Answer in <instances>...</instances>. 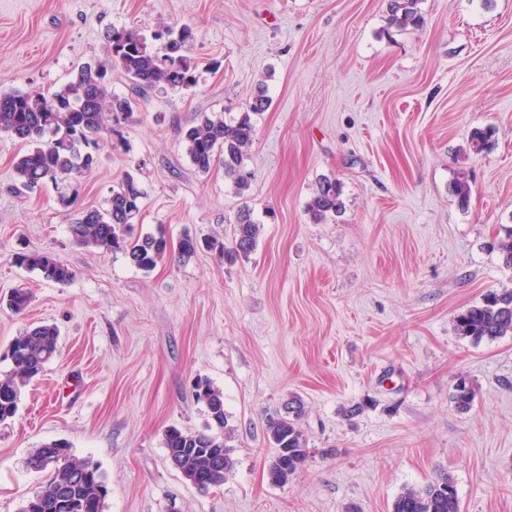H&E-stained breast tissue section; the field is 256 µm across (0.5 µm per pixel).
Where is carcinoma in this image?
<instances>
[{
  "label": "carcinoma",
  "instance_id": "1",
  "mask_svg": "<svg viewBox=\"0 0 512 512\" xmlns=\"http://www.w3.org/2000/svg\"><path fill=\"white\" fill-rule=\"evenodd\" d=\"M418 0H391L390 24L399 29L421 23ZM193 39L190 27L166 26L147 36L137 28L112 27L107 31V54L104 61L85 62L73 77L51 93L11 89L0 92V134L19 139L30 149L13 164L15 182L21 190L31 191L42 184L63 185L61 205L74 207L79 199L78 177L96 164L103 135L122 141V128L132 119L135 108L155 90L179 91L197 83L196 66L185 54ZM127 82L128 94L112 93V72ZM269 100L259 91L249 111L233 122L217 113L200 114L198 124L182 131L186 155L200 173H207L220 162L239 192L249 188L251 173L244 170L243 159L251 145L255 128L251 115L263 112ZM490 135L474 129L468 139L469 150L484 152ZM341 184L329 177L319 180L307 205L314 224H321L342 213L344 202ZM144 193L135 177L128 173L112 187L107 207H84L69 224L75 242L101 252H121L130 264L144 273L156 269L169 254L171 244L163 231L134 234L143 205ZM260 225L250 210L236 217L231 255L248 257L257 247ZM226 253L224 242L198 240L185 234L179 241V257L188 259L200 247ZM16 262L59 284L70 282L75 272L40 252L19 253ZM31 301L30 292L16 289L8 299L9 308L21 313ZM457 336L472 341L512 335V292L487 294L481 303L472 305L453 318ZM59 333L52 324L38 325L11 342L8 353L11 369L0 375V424L12 420L18 411L21 389L39 376L58 351ZM196 401L206 409L208 422L204 431L168 427L163 434L167 457L174 459L176 470L192 485L203 489L220 486L233 467L231 449L222 429L227 425L223 392L207 382L194 386ZM460 411L471 408L474 390L461 380L451 396ZM301 401L294 398L265 420L269 447L275 449L268 466L273 484H285L308 460L306 439L298 420ZM27 467L48 472L46 484L28 498L21 512H103L107 495L105 478L99 468L86 460L71 457L69 444L51 441L35 449ZM392 512H461L459 497L451 476L443 474L420 487H406L395 498Z\"/></svg>",
  "mask_w": 512,
  "mask_h": 512
}]
</instances>
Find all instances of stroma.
<instances>
[{
  "label": "stroma",
  "instance_id": "1",
  "mask_svg": "<svg viewBox=\"0 0 512 512\" xmlns=\"http://www.w3.org/2000/svg\"><path fill=\"white\" fill-rule=\"evenodd\" d=\"M390 0H0V91L54 90L105 58L111 26L189 25L192 88L153 93L103 143L80 202L104 206L125 173L145 193L138 226L231 242L249 208L256 250L234 262L177 254L151 273L123 254L76 245L53 188L12 189L26 147L0 136V353L30 325L60 330L58 354L0 425V512H20L46 475L26 460L67 441L104 474V512H392L405 487L452 476L461 512H512V336L474 342L454 315L512 291L492 245L512 229V0H419L422 27L389 21ZM238 195L223 164L190 163L181 129L200 113L239 117L256 89ZM492 145L469 151L474 128ZM467 205L452 193L458 172ZM344 211L311 223L321 177ZM49 254L76 276L58 284L18 266ZM475 393L457 411L459 379ZM224 393L235 461L200 490L170 465L163 432L203 429L191 390ZM301 399L308 462L271 484L265 417ZM361 413L345 419L344 408Z\"/></svg>",
  "mask_w": 512,
  "mask_h": 512
}]
</instances>
